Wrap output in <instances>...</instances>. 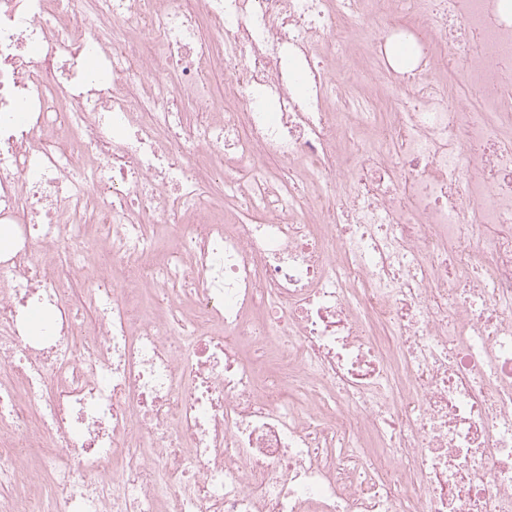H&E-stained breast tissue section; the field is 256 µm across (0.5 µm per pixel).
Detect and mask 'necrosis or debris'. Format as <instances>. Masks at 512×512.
<instances>
[{"label": "necrosis or debris", "instance_id": "obj_1", "mask_svg": "<svg viewBox=\"0 0 512 512\" xmlns=\"http://www.w3.org/2000/svg\"><path fill=\"white\" fill-rule=\"evenodd\" d=\"M0 366V512H512V0H0Z\"/></svg>", "mask_w": 512, "mask_h": 512}]
</instances>
